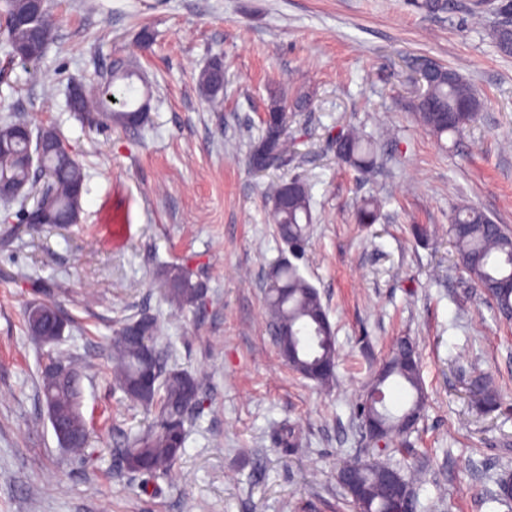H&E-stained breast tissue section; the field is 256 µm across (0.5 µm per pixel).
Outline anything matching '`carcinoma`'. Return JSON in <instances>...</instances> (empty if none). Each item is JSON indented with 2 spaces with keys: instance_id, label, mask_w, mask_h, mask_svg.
Here are the masks:
<instances>
[{
  "instance_id": "1",
  "label": "carcinoma",
  "mask_w": 512,
  "mask_h": 512,
  "mask_svg": "<svg viewBox=\"0 0 512 512\" xmlns=\"http://www.w3.org/2000/svg\"><path fill=\"white\" fill-rule=\"evenodd\" d=\"M410 5L425 15L448 12V0H410ZM26 6L27 0H0V46L11 59L36 63L42 58L46 45H39L38 52L29 57L17 55L16 47L31 40L33 28L47 39H53L55 23L46 9L32 24L18 25L17 19ZM470 15L478 20L480 28L487 32L501 54L512 55V0H478ZM419 77L425 90L414 102V120L439 141L448 134L461 135L482 110L481 96L460 73L439 64L422 66ZM135 78L142 79L139 64L128 61L104 78L103 87L95 95L80 83L72 84V111L87 116L96 126L126 129L141 125L146 116L138 117L135 122L129 119L131 113L143 109L141 104L132 107ZM196 86L207 101L219 103L224 87L221 59H213L199 73ZM305 107V97L291 102L284 97L270 100L261 119L260 134L246 156L250 169L259 167L267 172L288 163V110L300 111ZM60 139L61 135L53 126L35 125L13 114L0 117V181L15 188L8 201L14 202L28 192H35L36 201L30 208L22 207V215L39 212L44 214L46 223L62 226L73 224L79 218L83 194L77 190L85 188V173L75 153L59 149ZM334 144L339 162L361 173L374 168L376 150L355 129L338 133ZM293 184V197L288 206L280 204L282 183L269 188L268 199L276 235L298 259L308 242L312 215L305 185L299 180ZM448 233L470 279L493 301L503 318L512 319V232L494 223L480 209L464 204L455 209ZM270 273L274 288L266 301L269 325L289 329L284 336H273L281 359L300 376L325 388L331 386L336 379V344L318 291L290 261L272 264ZM156 280L166 300L179 310L195 309L203 300V283L194 278L193 271L183 263L161 266ZM59 317V307L50 300L41 303L36 315L25 311L27 336L39 344L41 337L55 335ZM132 325L154 339L160 332V322L150 312L142 311L125 319L107 348L108 372L112 384L150 416V424L142 432L123 437L112 453L127 473L149 481L168 476L181 457L186 442L185 422L190 415L203 410L206 378L168 367L165 354L159 349L154 385L146 393H135L134 385L142 366L138 346L125 335V328ZM415 358V340L410 336L397 339L357 408L360 422L372 420L385 442L398 448L408 446V437L415 431L426 407V394ZM51 360L74 369V375L65 382H57L52 376L41 374L42 400L52 402L57 417L84 436L89 426L81 411L79 367L62 351L55 352ZM390 380L402 382L409 390V400L399 412L391 411L386 404L384 387ZM471 386L485 411L493 412L501 406V391L490 378L478 375L471 380ZM297 441L296 426L290 424L280 430L278 444L285 451H293ZM343 470L359 485L361 498L354 502L358 512H383L387 508L392 495L387 475L391 472L399 479L397 489L408 512H417L413 481L399 469L391 470L374 460L365 462L354 458Z\"/></svg>"
}]
</instances>
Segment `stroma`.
I'll use <instances>...</instances> for the list:
<instances>
[{
	"mask_svg": "<svg viewBox=\"0 0 512 512\" xmlns=\"http://www.w3.org/2000/svg\"><path fill=\"white\" fill-rule=\"evenodd\" d=\"M85 2L49 0L57 29L40 63L0 51V115L56 127L86 173L68 227L21 224L0 206V512H355L338 471L356 457L419 471L417 512H512L490 499L512 472V404L486 416L468 390L482 373L512 394V321L475 288L448 235L464 201L512 229V55L472 29L474 0L431 17L407 0ZM129 57L152 85L146 122L82 124L67 106L71 83L100 84ZM217 57L218 110L196 90ZM427 61L461 73L485 101L461 137L437 141L411 115ZM42 72L58 78L53 97ZM274 91L311 105L288 125L287 166L255 173L246 153ZM350 127L378 145L372 173L336 158L332 141ZM294 179L313 216L297 265L335 329L328 388L282 363L265 320L269 268L289 255L265 191ZM369 198L380 218L357 223ZM413 224L439 235L416 243ZM185 258L206 284L193 312L166 302L155 281L159 263ZM37 279L69 320L54 347L25 331ZM140 310L158 315L169 365L206 376L181 459L145 488L112 448L148 422L109 386L104 356L113 329ZM400 336L417 342L428 401L408 452L384 453L365 440L356 408ZM55 348L83 366L84 460L61 448L41 400ZM288 422L301 431L291 453L275 442Z\"/></svg>",
	"mask_w": 512,
	"mask_h": 512,
	"instance_id": "obj_1",
	"label": "stroma"
}]
</instances>
